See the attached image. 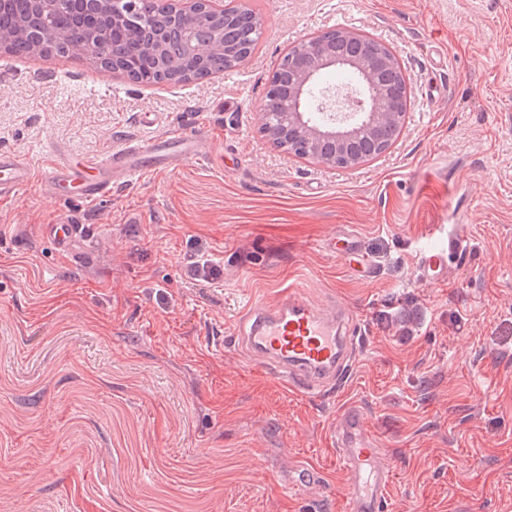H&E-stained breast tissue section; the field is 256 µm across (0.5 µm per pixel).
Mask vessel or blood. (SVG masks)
I'll return each mask as SVG.
<instances>
[{
	"label": "vessel or blood",
	"instance_id": "b4317fda",
	"mask_svg": "<svg viewBox=\"0 0 512 512\" xmlns=\"http://www.w3.org/2000/svg\"><path fill=\"white\" fill-rule=\"evenodd\" d=\"M203 138L189 131L162 135L143 143L130 139L97 159L78 160L62 146L51 151L49 170L34 177L25 158L0 152V197L39 185L49 196L93 202L112 186L131 181L146 169L157 172L183 167L199 158ZM56 250L69 253L81 247L77 227L62 221L48 225ZM462 238L449 236L447 246H426L418 254L422 277L442 281L450 257L461 256ZM360 324L339 304L320 305L302 290L287 288L275 302H254L235 329L241 347L260 356L266 369L289 389L316 397L338 386L347 376L358 341ZM336 458L353 477L347 512H387L390 467L380 448L366 434L359 412L345 411L336 427Z\"/></svg>",
	"mask_w": 512,
	"mask_h": 512
}]
</instances>
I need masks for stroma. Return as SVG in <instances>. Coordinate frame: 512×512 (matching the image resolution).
I'll return each mask as SVG.
<instances>
[{
  "label": "stroma",
  "instance_id": "stroma-1",
  "mask_svg": "<svg viewBox=\"0 0 512 512\" xmlns=\"http://www.w3.org/2000/svg\"><path fill=\"white\" fill-rule=\"evenodd\" d=\"M252 58L146 86L75 58L0 51V150L99 157L183 129L203 153L82 203L0 199V512H345L333 429L357 407L391 469L388 512H512V0H244ZM370 33L409 79L391 151L353 169L260 131L290 44ZM152 123H142L143 113ZM80 224L81 250L46 233ZM466 253L419 277L437 236ZM356 237L370 272L332 253ZM205 249L215 283L183 266ZM297 285L363 325L332 394L290 391L227 344L240 312Z\"/></svg>",
  "mask_w": 512,
  "mask_h": 512
}]
</instances>
